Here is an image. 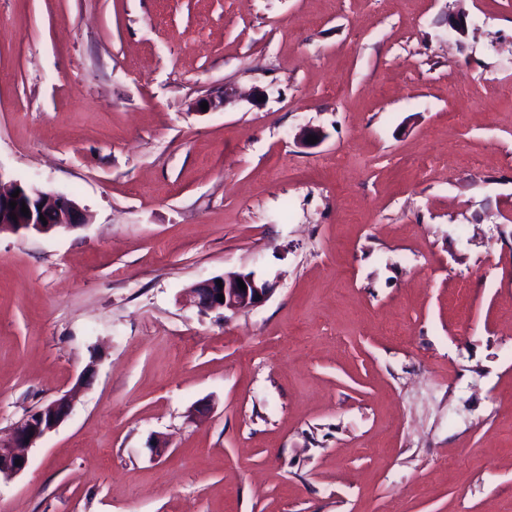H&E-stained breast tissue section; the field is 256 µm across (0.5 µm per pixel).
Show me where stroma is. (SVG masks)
Instances as JSON below:
<instances>
[{
	"label": "stroma",
	"mask_w": 512,
	"mask_h": 512,
	"mask_svg": "<svg viewBox=\"0 0 512 512\" xmlns=\"http://www.w3.org/2000/svg\"><path fill=\"white\" fill-rule=\"evenodd\" d=\"M0 178V512H512V0H0ZM20 190L18 197L13 198L11 194ZM27 197L33 203L39 201L41 213L48 208L55 215V221L52 224L43 225L40 217L38 218L30 207L28 216H19L17 214L18 200ZM10 201H16L15 209L10 208ZM50 211L46 212L45 219L48 222L54 220V215ZM10 214H15L17 221H14ZM86 224V216L80 209L77 202L63 194H56L44 191L39 186L26 185L21 182H13L8 189L1 187L0 178V233L10 232L19 234L35 231L38 233H48L50 231L69 232ZM238 279L245 283L246 290L239 288ZM217 280H222L223 288L217 285ZM272 290L269 283L256 280L254 275L231 273L197 283L191 294L193 302L201 311L223 310L225 315L226 311L235 313L262 305ZM218 294L224 295V302L218 301ZM71 411V399L65 394L24 417L14 428L11 440L7 444L0 441V480H12L24 471L29 461L28 449L59 427ZM16 459H20V465Z\"/></svg>",
	"instance_id": "stroma-1"
}]
</instances>
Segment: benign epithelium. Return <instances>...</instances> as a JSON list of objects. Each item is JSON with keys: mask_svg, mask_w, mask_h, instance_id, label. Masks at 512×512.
I'll return each instance as SVG.
<instances>
[{"mask_svg": "<svg viewBox=\"0 0 512 512\" xmlns=\"http://www.w3.org/2000/svg\"><path fill=\"white\" fill-rule=\"evenodd\" d=\"M18 193V198L27 197L30 201H39L42 208H47L55 215L51 224H43L34 211L26 216L12 219L17 210L10 208L13 200L11 194ZM86 224V216L77 202L63 194L47 192L35 185L20 182L12 183L9 188L0 187V233L19 234L35 231L69 232ZM222 285H217V280ZM245 283L246 289L239 288ZM272 288L267 282H260L253 275L231 273L222 277L203 280L192 288L193 302L202 311L223 310L238 312L262 305L271 294ZM224 295V301H218V295ZM72 402L68 395H62L40 409L24 417L14 428L8 443L0 442V480H11L18 476L28 465V449L33 448L49 432L59 427L71 414Z\"/></svg>", "mask_w": 512, "mask_h": 512, "instance_id": "1", "label": "benign epithelium"}]
</instances>
